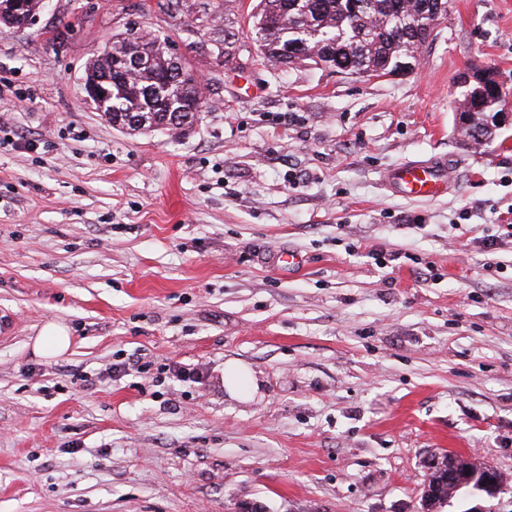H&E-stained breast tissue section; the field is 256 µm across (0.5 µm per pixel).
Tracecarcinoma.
I'll return each instance as SVG.
<instances>
[{
	"label": "carcinoma",
	"mask_w": 512,
	"mask_h": 512,
	"mask_svg": "<svg viewBox=\"0 0 512 512\" xmlns=\"http://www.w3.org/2000/svg\"><path fill=\"white\" fill-rule=\"evenodd\" d=\"M420 0H258L251 15L252 31L265 59L290 65L286 51L303 45L306 59L317 66L337 71L348 69L360 77L382 76L397 63L410 58L415 37L431 38L434 28L401 30L398 24L418 14ZM151 53L149 66L134 75L112 79L105 84L112 99V111L105 119L122 129L184 131L197 119V99L203 97L195 76L182 67V78H173L171 51L157 37L147 38ZM140 43L122 35L99 48L85 68V74L106 77L116 62L132 57ZM180 101L183 111L174 114L167 102ZM458 489L441 481L433 472L423 488L428 509L454 496Z\"/></svg>",
	"instance_id": "carcinoma-1"
}]
</instances>
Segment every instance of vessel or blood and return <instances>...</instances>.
<instances>
[{
  "mask_svg": "<svg viewBox=\"0 0 512 512\" xmlns=\"http://www.w3.org/2000/svg\"><path fill=\"white\" fill-rule=\"evenodd\" d=\"M457 172L446 159L411 161L387 170L385 189L393 195L409 199H439L455 186Z\"/></svg>",
  "mask_w": 512,
  "mask_h": 512,
  "instance_id": "b4317fda",
  "label": "vessel or blood"
}]
</instances>
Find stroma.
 I'll return each mask as SVG.
<instances>
[{
    "mask_svg": "<svg viewBox=\"0 0 512 512\" xmlns=\"http://www.w3.org/2000/svg\"><path fill=\"white\" fill-rule=\"evenodd\" d=\"M43 3L0 28V512H424L445 449L503 486L437 512H512V243H475L512 217V126L478 149L456 129L464 73L512 87V0H451L412 72L370 79L262 60L254 0ZM129 30L197 75L184 133L84 102ZM434 156L453 192L385 191ZM49 321L56 358L33 351ZM230 359L256 390L228 395ZM128 36L129 34L126 37L120 35L113 39L111 44H105L99 48L95 57L86 66L84 73L86 75H97L98 77L109 76L112 66L117 61L131 58L137 53L141 44ZM71 344L70 330L61 322H47L34 341V351L41 356H60Z\"/></svg>",
    "mask_w": 512,
    "mask_h": 512,
    "instance_id": "obj_1",
    "label": "stroma"
}]
</instances>
